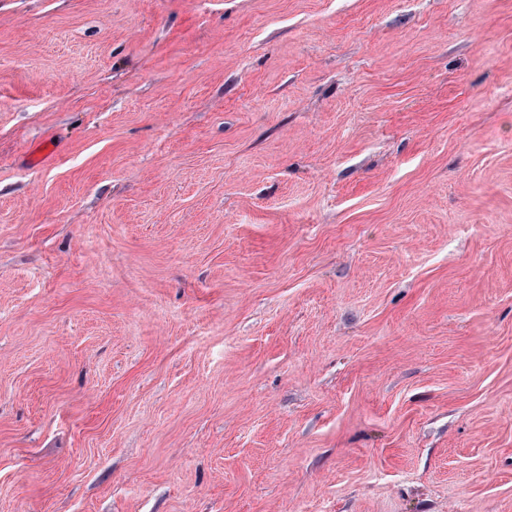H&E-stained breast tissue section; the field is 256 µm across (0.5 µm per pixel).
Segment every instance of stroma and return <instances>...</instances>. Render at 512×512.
<instances>
[{
	"instance_id": "1",
	"label": "stroma",
	"mask_w": 512,
	"mask_h": 512,
	"mask_svg": "<svg viewBox=\"0 0 512 512\" xmlns=\"http://www.w3.org/2000/svg\"><path fill=\"white\" fill-rule=\"evenodd\" d=\"M0 512H512V0H0Z\"/></svg>"
}]
</instances>
